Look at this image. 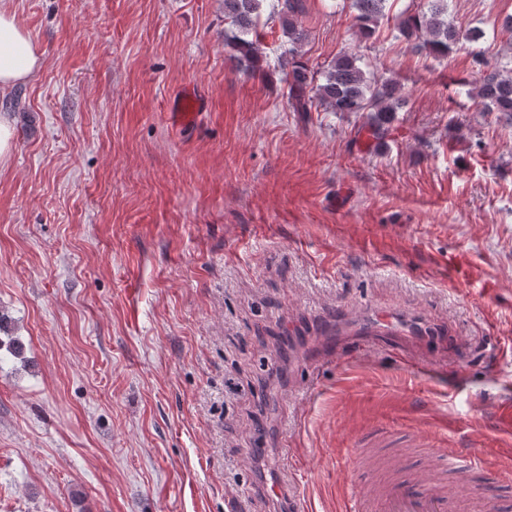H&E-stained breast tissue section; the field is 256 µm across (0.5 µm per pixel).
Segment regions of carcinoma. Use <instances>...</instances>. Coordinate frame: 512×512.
Here are the masks:
<instances>
[{"label": "carcinoma", "mask_w": 512, "mask_h": 512, "mask_svg": "<svg viewBox=\"0 0 512 512\" xmlns=\"http://www.w3.org/2000/svg\"><path fill=\"white\" fill-rule=\"evenodd\" d=\"M342 8L350 9L361 35L369 37L380 19L385 16L389 0H340ZM277 12L283 34L288 37L291 70L286 78L288 104L294 112H311L320 108L327 112H365L364 130L379 147L400 111L406 97L401 85L389 78L369 76L354 55L337 56L320 78L311 74L302 61V48L307 33L300 24L306 12L305 0H224V31L226 45L234 51V59L243 71L251 72L262 60L260 33L261 18L267 7ZM400 37L415 52L435 59L467 43H476L483 32L462 30L448 21V0H426L412 12H404L397 23ZM486 67L485 75L476 87L477 97L491 111L499 112L512 122V56L495 62L479 60Z\"/></svg>", "instance_id": "carcinoma-1"}]
</instances>
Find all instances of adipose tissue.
<instances>
[{
    "label": "adipose tissue",
    "instance_id": "obj_1",
    "mask_svg": "<svg viewBox=\"0 0 512 512\" xmlns=\"http://www.w3.org/2000/svg\"><path fill=\"white\" fill-rule=\"evenodd\" d=\"M42 63L38 46L14 11L0 5V89L27 81Z\"/></svg>",
    "mask_w": 512,
    "mask_h": 512
}]
</instances>
